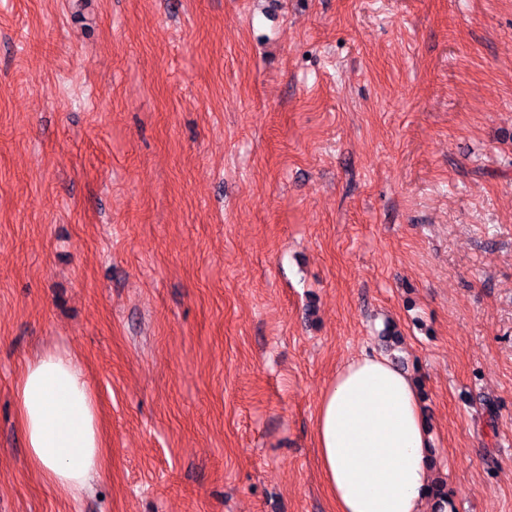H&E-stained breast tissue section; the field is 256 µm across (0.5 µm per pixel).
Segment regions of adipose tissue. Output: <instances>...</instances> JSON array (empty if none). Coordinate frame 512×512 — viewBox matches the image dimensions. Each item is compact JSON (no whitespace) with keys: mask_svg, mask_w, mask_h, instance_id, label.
<instances>
[{"mask_svg":"<svg viewBox=\"0 0 512 512\" xmlns=\"http://www.w3.org/2000/svg\"><path fill=\"white\" fill-rule=\"evenodd\" d=\"M16 406L30 466L57 490L87 491L103 448L80 360L60 348L29 360ZM315 438L336 512H426L434 477L421 397L387 357L365 351L337 369L318 401Z\"/></svg>","mask_w":512,"mask_h":512,"instance_id":"ef3b65f1","label":"adipose tissue"}]
</instances>
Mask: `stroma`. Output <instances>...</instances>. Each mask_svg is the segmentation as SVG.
<instances>
[{
	"instance_id": "1",
	"label": "stroma",
	"mask_w": 512,
	"mask_h": 512,
	"mask_svg": "<svg viewBox=\"0 0 512 512\" xmlns=\"http://www.w3.org/2000/svg\"><path fill=\"white\" fill-rule=\"evenodd\" d=\"M387 328L448 512H512V0H0V512H336L318 400ZM55 348L77 499L16 415ZM28 462L57 490L87 491L102 466L103 448L91 387L80 360L67 349L27 362L16 395Z\"/></svg>"
}]
</instances>
